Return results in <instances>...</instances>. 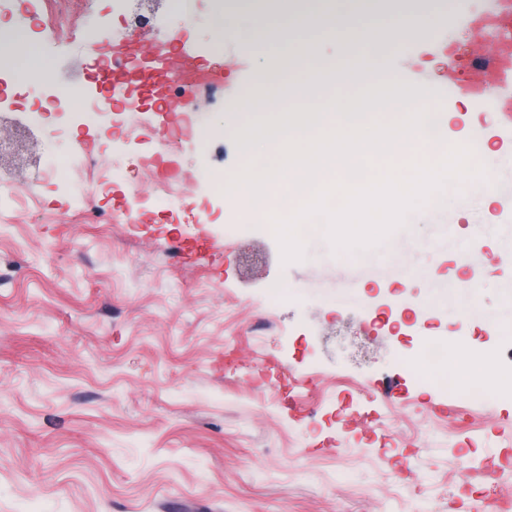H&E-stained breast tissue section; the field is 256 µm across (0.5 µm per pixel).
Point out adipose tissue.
Masks as SVG:
<instances>
[{
    "label": "adipose tissue",
    "mask_w": 512,
    "mask_h": 512,
    "mask_svg": "<svg viewBox=\"0 0 512 512\" xmlns=\"http://www.w3.org/2000/svg\"><path fill=\"white\" fill-rule=\"evenodd\" d=\"M437 17L435 0H411L410 8L400 18L379 7L375 0H300L298 6L289 9H268L265 25L250 31L246 39L262 51L277 50L283 58L297 59L299 91L316 92L338 78L363 79L365 69L384 54L403 50L405 30L414 29L422 21L436 23ZM377 23L384 24L389 32L386 42L367 37L368 30ZM306 25L311 26L316 38L337 39L352 45L353 53L337 63H324L311 53L307 40L298 36ZM0 60L14 63L18 77L28 83L41 85L49 77L48 63L31 42L19 40L12 43L10 50L0 49ZM448 346L456 364L465 368L466 382L493 385L497 377L495 367L472 352L465 333H457Z\"/></svg>",
    "instance_id": "1"
}]
</instances>
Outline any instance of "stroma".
Instances as JSON below:
<instances>
[{
  "instance_id": "obj_1",
  "label": "stroma",
  "mask_w": 512,
  "mask_h": 512,
  "mask_svg": "<svg viewBox=\"0 0 512 512\" xmlns=\"http://www.w3.org/2000/svg\"><path fill=\"white\" fill-rule=\"evenodd\" d=\"M493 4L441 0L436 24L378 69L427 84L450 144L484 109L448 96L447 67L494 49L464 23ZM107 10L113 39H127L135 0H0V42L26 34L54 90L90 67L101 46L82 17ZM245 24L224 25L237 90L277 66L243 41ZM42 96L0 69V123L28 125L39 158L0 181V512H473L468 470L496 512L512 506V388L470 398L408 365L459 330L460 301L512 318L500 286L512 223L500 227L498 201L449 198L453 223L414 209L364 253L319 233L286 264L270 225L241 222L214 185L241 172L237 136L263 106L214 93L176 144L166 113L145 112L120 151L99 121L63 124ZM79 145L82 197L62 164ZM118 161L136 167L137 191L113 181ZM163 180L182 182L183 204L157 198ZM200 235L215 251L183 257ZM476 241L478 266H461ZM455 278L457 295L435 286ZM468 343L512 370L511 332L475 317Z\"/></svg>"
}]
</instances>
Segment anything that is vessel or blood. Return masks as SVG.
I'll list each match as a JSON object with an SVG mask.
<instances>
[{"instance_id":"vessel-or-blood-1","label":"vessel or blood","mask_w":512,"mask_h":512,"mask_svg":"<svg viewBox=\"0 0 512 512\" xmlns=\"http://www.w3.org/2000/svg\"><path fill=\"white\" fill-rule=\"evenodd\" d=\"M124 49L129 61L145 62L144 72L124 79L113 69L110 60H103L100 70L103 88L118 82L131 100L153 99L175 125L181 121L184 106L170 95L172 83H180L191 93L218 90L227 94L231 91L228 74L238 67L232 55L216 63L179 50L172 42L146 45L135 34L126 40ZM447 80L452 95L467 97L493 110L497 118L493 128L495 136L512 144V98L494 93L495 88L512 86V37L500 39L493 54L474 57L469 77H460L451 68L447 71Z\"/></svg>"}]
</instances>
